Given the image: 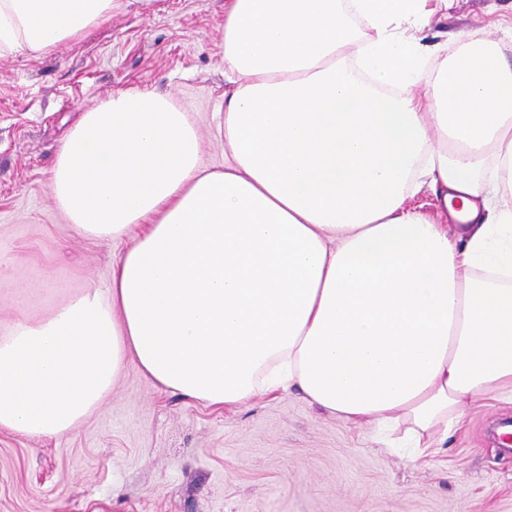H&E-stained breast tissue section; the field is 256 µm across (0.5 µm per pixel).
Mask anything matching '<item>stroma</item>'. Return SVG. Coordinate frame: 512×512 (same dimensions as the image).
<instances>
[{
	"label": "stroma",
	"mask_w": 512,
	"mask_h": 512,
	"mask_svg": "<svg viewBox=\"0 0 512 512\" xmlns=\"http://www.w3.org/2000/svg\"><path fill=\"white\" fill-rule=\"evenodd\" d=\"M113 13L52 54L0 55V330L109 286L124 249L58 210L51 170L70 126L116 91H155L187 113L200 163L224 164V0H159ZM512 0H454L424 32L423 80L464 40L506 41ZM512 402L467 404L432 460L382 447L299 391L224 409L127 367L73 431L0 430V512H512Z\"/></svg>",
	"instance_id": "1"
}]
</instances>
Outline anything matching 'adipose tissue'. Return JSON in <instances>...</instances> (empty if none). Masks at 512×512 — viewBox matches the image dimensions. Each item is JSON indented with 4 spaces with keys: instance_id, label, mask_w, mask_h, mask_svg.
Listing matches in <instances>:
<instances>
[{
    "instance_id": "adipose-tissue-1",
    "label": "adipose tissue",
    "mask_w": 512,
    "mask_h": 512,
    "mask_svg": "<svg viewBox=\"0 0 512 512\" xmlns=\"http://www.w3.org/2000/svg\"><path fill=\"white\" fill-rule=\"evenodd\" d=\"M430 0H224V167L170 97L119 91L56 156L106 290L0 334V429L70 432L128 366L234 408L298 389L436 454L512 400V66L465 43L425 95ZM124 0H0V53L48 55ZM371 31L370 39L357 28ZM430 188L449 221L407 207Z\"/></svg>"
}]
</instances>
